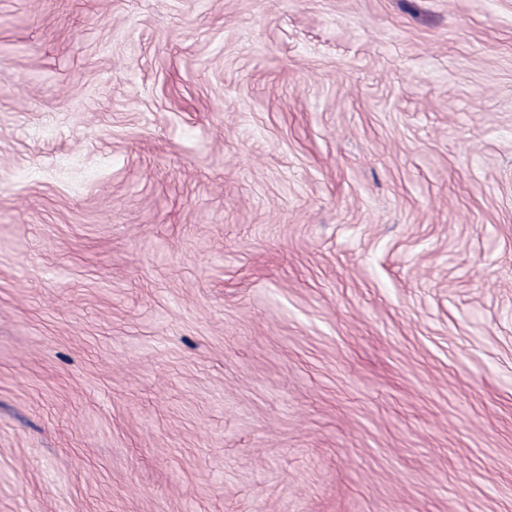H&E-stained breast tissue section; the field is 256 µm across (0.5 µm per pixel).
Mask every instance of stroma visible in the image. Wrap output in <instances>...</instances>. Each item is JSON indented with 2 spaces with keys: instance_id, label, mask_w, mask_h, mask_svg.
<instances>
[{
  "instance_id": "1",
  "label": "stroma",
  "mask_w": 512,
  "mask_h": 512,
  "mask_svg": "<svg viewBox=\"0 0 512 512\" xmlns=\"http://www.w3.org/2000/svg\"><path fill=\"white\" fill-rule=\"evenodd\" d=\"M0 512H512V0H0Z\"/></svg>"
}]
</instances>
